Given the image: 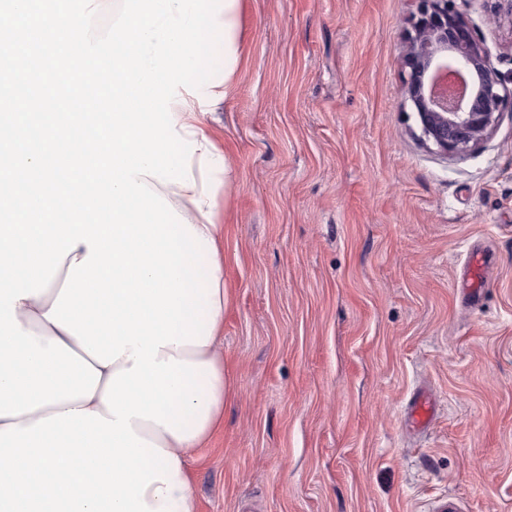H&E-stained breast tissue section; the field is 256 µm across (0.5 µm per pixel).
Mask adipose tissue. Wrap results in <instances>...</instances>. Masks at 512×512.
I'll return each instance as SVG.
<instances>
[{
    "label": "adipose tissue",
    "mask_w": 512,
    "mask_h": 512,
    "mask_svg": "<svg viewBox=\"0 0 512 512\" xmlns=\"http://www.w3.org/2000/svg\"><path fill=\"white\" fill-rule=\"evenodd\" d=\"M176 122L174 127L182 138L193 141L195 152L190 160V169L195 178L194 185H176V192L190 206L193 217L192 227H195L202 238L210 241L213 250L205 254L202 264L205 274L212 277L216 284L224 282V254L221 248V227L215 222V197L210 192L205 176L210 171L213 163L216 147L210 139L202 123L192 112L189 103L180 102L176 106L174 114ZM67 277L65 270L57 273L47 293L35 295L17 300L15 303V317L23 330L31 331L36 336L46 339L59 340L71 349H78V339L71 336L59 326L46 320L45 315L51 309L64 286ZM214 309L210 315L212 321L209 341L207 345H182L175 347L168 345L160 348L158 357L161 360L175 358L199 364L204 368V375L198 376V383L203 384L204 393L200 399L204 410L200 419H189L188 427L192 433L191 438L177 439L170 431L153 421H145L139 418H131V426L138 436L146 441L155 443L168 454H171L174 463L172 478L175 482L173 490H166L164 483L154 482L147 487L144 500L150 508L156 512L165 498H172L173 505L169 512H198V502L191 479L188 457L192 450L205 447L212 436L224 424V401L232 390L231 381L224 369V359L219 354L217 347L224 330V293H216L212 296ZM132 362L127 357H120L107 366L101 367V379L97 384L92 397H86L78 401H66L63 403L43 406L31 412L16 417L0 418V429L18 424L30 425L44 417L63 413L69 410L96 411L100 415H109L110 410L103 403L102 397L107 388V381L118 370L131 367Z\"/></svg>",
    "instance_id": "adipose-tissue-1"
}]
</instances>
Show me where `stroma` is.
Wrapping results in <instances>:
<instances>
[{
	"mask_svg": "<svg viewBox=\"0 0 512 512\" xmlns=\"http://www.w3.org/2000/svg\"><path fill=\"white\" fill-rule=\"evenodd\" d=\"M458 9L512 87V18ZM412 0H242L230 85L190 97L226 166L224 426L199 512H512V111L477 151L417 138ZM482 294L459 290L470 248ZM434 402L425 428L409 401Z\"/></svg>",
	"mask_w": 512,
	"mask_h": 512,
	"instance_id": "obj_1",
	"label": "stroma"
}]
</instances>
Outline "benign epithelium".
<instances>
[{
	"mask_svg": "<svg viewBox=\"0 0 512 512\" xmlns=\"http://www.w3.org/2000/svg\"><path fill=\"white\" fill-rule=\"evenodd\" d=\"M401 59L402 94L419 120L417 138L443 157L465 156L490 137L512 89L454 0H413Z\"/></svg>",
	"mask_w": 512,
	"mask_h": 512,
	"instance_id": "benign-epithelium-1",
	"label": "benign epithelium"
}]
</instances>
